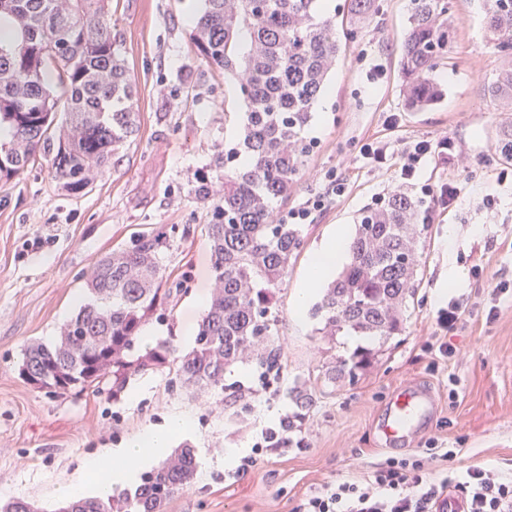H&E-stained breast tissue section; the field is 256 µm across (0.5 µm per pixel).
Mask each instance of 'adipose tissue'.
<instances>
[{"label":"adipose tissue","mask_w":512,"mask_h":512,"mask_svg":"<svg viewBox=\"0 0 512 512\" xmlns=\"http://www.w3.org/2000/svg\"><path fill=\"white\" fill-rule=\"evenodd\" d=\"M348 248L344 229H337L312 255L307 278L299 289L293 308L295 320H302L307 312L314 289L327 277L343 258ZM189 426L187 417L170 416L164 425L151 426L132 437L125 447L113 449L111 453L90 459L85 473L77 482L59 487L58 497L74 500L80 497H104L113 488H133L142 467L164 457L174 434L185 431Z\"/></svg>","instance_id":"ef3b65f1"}]
</instances>
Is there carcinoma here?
<instances>
[{
	"instance_id": "carcinoma-1",
	"label": "carcinoma",
	"mask_w": 512,
	"mask_h": 512,
	"mask_svg": "<svg viewBox=\"0 0 512 512\" xmlns=\"http://www.w3.org/2000/svg\"><path fill=\"white\" fill-rule=\"evenodd\" d=\"M451 0H411L410 27L399 63L403 102L430 109L445 90L434 77L448 55ZM494 50L512 58V0H482ZM198 55L229 77L246 116L238 142L217 153L224 177L201 178L196 197L211 212L207 225L213 289L195 344L179 354L169 343L139 349L141 332L164 319L173 289L161 287V255L176 225L142 231L98 259L85 282L88 297L47 345L31 343L19 366L23 380L39 377L65 395L102 383L120 397L130 379L167 368L182 384L224 389L228 368L253 360L279 368L272 336L278 294L302 247L297 224L278 222L272 203L288 200L312 143L302 132L341 52L336 20L319 15V0H205L192 34ZM56 79L54 92L46 82ZM512 101V64L484 86ZM134 86L122 42L112 32L108 0H0V181L46 160L60 189H86L116 148L138 131ZM495 151L512 160V129ZM424 198L395 194L357 217L350 262L316 305L323 329L386 341L404 328L417 288L418 242L429 225ZM372 359L360 350L335 361L350 381ZM186 445L139 485L105 499L67 503L71 512H165L196 474Z\"/></svg>"
}]
</instances>
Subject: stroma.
Segmentation results:
<instances>
[{
  "mask_svg": "<svg viewBox=\"0 0 512 512\" xmlns=\"http://www.w3.org/2000/svg\"><path fill=\"white\" fill-rule=\"evenodd\" d=\"M451 3V47L435 73L448 94L433 111L410 112L397 71L410 0H375L363 16L349 14L348 0H327L326 13H339L353 37L304 130L314 148L288 200L274 209L296 210L333 172L343 177L344 192L301 227L304 245L279 292L280 369L270 390L262 388L261 368L244 364L227 370L223 390L210 394L174 383L163 369L134 376L117 400L90 388L55 397L19 378L25 347L52 342L77 312L97 259L156 224L182 229L162 259L165 281L182 286L172 317L159 325L162 339L181 352L193 346L212 287L209 214L194 188L200 174L218 175L215 156L244 118L232 85L192 48L187 14L203 0H110L112 30L136 83L137 133L81 194L58 190L45 162L0 181V500L21 498L38 512H56L55 490L79 479L89 458L124 447L175 413L188 417L189 428L171 446L194 448L198 467L165 512H293L323 484L365 483L387 458L431 447L440 450L427 462L433 479L471 465L496 479L512 477V181L499 182L504 163L494 149L512 126V105L483 94L507 61L484 30L479 0ZM447 137L459 162L433 156L420 179L453 184L459 195L429 215L419 287L401 335L383 343L342 332L331 338L314 315L296 323L291 311L312 254L336 228L354 234L356 217L376 197L404 191L399 166L410 141ZM369 140L389 143L386 165L361 157ZM452 266L462 280L457 288L447 285ZM451 303L465 315L447 333L437 315ZM443 342L451 355H440ZM360 348L375 356L357 379H330L335 358ZM405 384L432 391L436 408L414 438L392 447L378 423ZM297 387L313 398L301 417ZM290 418L300 444L281 445L239 473L262 432ZM449 449L450 461L442 456Z\"/></svg>",
  "mask_w": 512,
  "mask_h": 512,
  "instance_id": "35a3bbf8",
  "label": "stroma"
}]
</instances>
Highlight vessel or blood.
<instances>
[{
    "label": "vessel or blood",
    "instance_id": "1",
    "mask_svg": "<svg viewBox=\"0 0 512 512\" xmlns=\"http://www.w3.org/2000/svg\"><path fill=\"white\" fill-rule=\"evenodd\" d=\"M432 395L421 388L407 386L397 390L381 425L387 443L409 441L433 410Z\"/></svg>",
    "mask_w": 512,
    "mask_h": 512
}]
</instances>
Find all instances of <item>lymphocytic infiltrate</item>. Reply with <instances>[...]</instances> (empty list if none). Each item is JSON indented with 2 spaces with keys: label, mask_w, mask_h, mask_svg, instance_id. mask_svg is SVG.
<instances>
[{
  "label": "lymphocytic infiltrate",
  "mask_w": 512,
  "mask_h": 512,
  "mask_svg": "<svg viewBox=\"0 0 512 512\" xmlns=\"http://www.w3.org/2000/svg\"><path fill=\"white\" fill-rule=\"evenodd\" d=\"M456 491L462 512H512V480H494L473 465L431 481L423 457L389 458L369 483H327L306 496L295 512H447Z\"/></svg>",
  "instance_id": "1"
}]
</instances>
